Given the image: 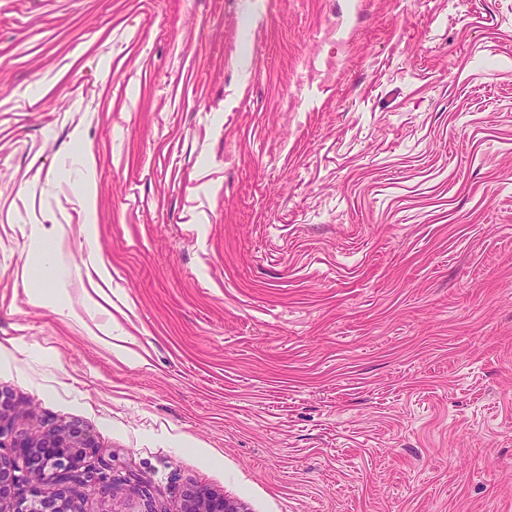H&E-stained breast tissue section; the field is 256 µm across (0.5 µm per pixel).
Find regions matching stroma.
<instances>
[{
  "label": "stroma",
  "mask_w": 512,
  "mask_h": 512,
  "mask_svg": "<svg viewBox=\"0 0 512 512\" xmlns=\"http://www.w3.org/2000/svg\"><path fill=\"white\" fill-rule=\"evenodd\" d=\"M0 344L75 512H512V0H0ZM182 512H240L228 500L205 489L191 488L183 494Z\"/></svg>",
  "instance_id": "obj_1"
}]
</instances>
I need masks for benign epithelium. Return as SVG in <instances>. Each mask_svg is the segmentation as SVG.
<instances>
[{
  "label": "benign epithelium",
  "instance_id": "7a95c632",
  "mask_svg": "<svg viewBox=\"0 0 512 512\" xmlns=\"http://www.w3.org/2000/svg\"><path fill=\"white\" fill-rule=\"evenodd\" d=\"M10 438L13 454H0V506L9 512H71L77 489L106 495L110 477L91 459L100 455L91 431L76 422L38 435L16 434L11 423L9 400L0 392V439ZM25 482L28 494L17 496ZM182 512H240L228 500L205 489L184 492Z\"/></svg>",
  "mask_w": 512,
  "mask_h": 512
}]
</instances>
